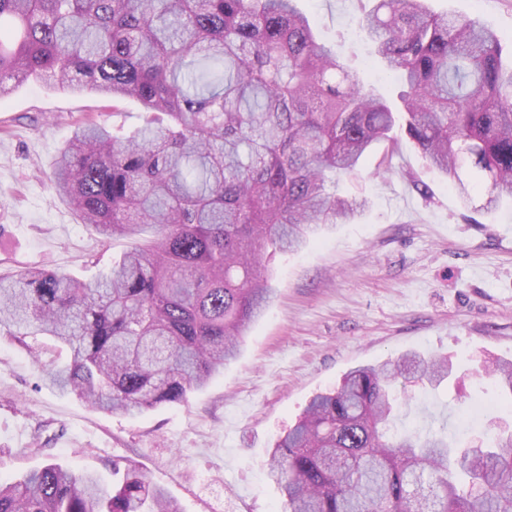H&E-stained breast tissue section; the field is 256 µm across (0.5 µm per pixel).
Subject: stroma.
I'll return each mask as SVG.
<instances>
[{"label":"stroma","mask_w":512,"mask_h":512,"mask_svg":"<svg viewBox=\"0 0 512 512\" xmlns=\"http://www.w3.org/2000/svg\"><path fill=\"white\" fill-rule=\"evenodd\" d=\"M427 3L479 17L512 40V0ZM371 6L300 0L320 39L375 93L393 97L398 80L354 23ZM86 115L111 125L112 105L46 83H24L0 107V275L44 266L89 281L125 249V240H101L80 224L48 187L73 122ZM386 156L392 168L378 174ZM339 189L368 196L369 209L299 252L265 250L271 302L237 360L182 402L136 416L102 411L47 382L66 351L47 341L36 359L0 335V478L59 463L96 472L108 487L117 460L139 466L182 512H280L266 467L280 433L350 369L409 351L447 357L451 375L437 387L407 385L394 435L512 427V396L483 370L512 360V202L489 214L464 208L404 135Z\"/></svg>","instance_id":"stroma-1"}]
</instances>
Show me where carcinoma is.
Masks as SVG:
<instances>
[{
  "label": "carcinoma",
  "mask_w": 512,
  "mask_h": 512,
  "mask_svg": "<svg viewBox=\"0 0 512 512\" xmlns=\"http://www.w3.org/2000/svg\"><path fill=\"white\" fill-rule=\"evenodd\" d=\"M360 19L400 74V110L317 42L296 0H0V102L22 83L132 100L133 128L84 122L50 190L127 249L88 283L25 268L0 276V335L69 354L48 375L112 413L183 401L234 360L272 298L262 249L296 251L368 201L336 193L396 126L461 203L512 200V62L477 18L426 0H373ZM492 376L512 392V361ZM403 354L346 373L276 441L282 512H512V432L457 452L442 435L395 440L398 384L449 376ZM95 475L48 464L0 481V512H180L134 464Z\"/></svg>",
  "instance_id": "1"
}]
</instances>
